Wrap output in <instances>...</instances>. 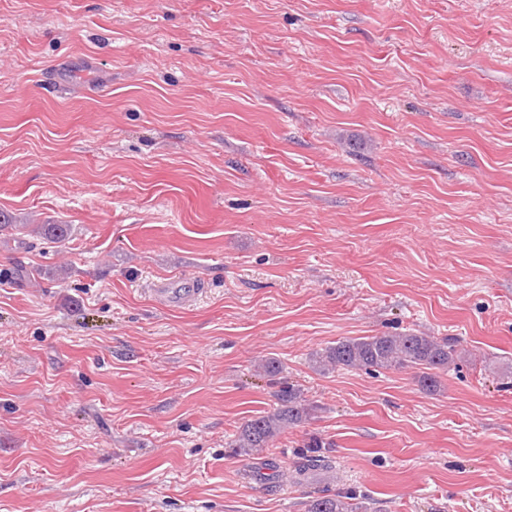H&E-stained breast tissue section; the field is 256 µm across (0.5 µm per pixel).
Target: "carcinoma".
<instances>
[{"mask_svg":"<svg viewBox=\"0 0 512 512\" xmlns=\"http://www.w3.org/2000/svg\"><path fill=\"white\" fill-rule=\"evenodd\" d=\"M44 234L53 243L69 236L68 224H45ZM460 355L446 339L403 332L383 336H363L336 341L316 355L315 365L322 371L335 367L364 370L368 373L416 367L422 370L419 382L433 391L438 387L439 371L457 365ZM279 406L273 411L245 422L231 443L237 455H250L268 447L286 429L305 421L311 408L291 388L278 394ZM330 468L321 455L306 454L298 465L297 473ZM307 512H374L369 498L355 493L330 494L322 492L310 500Z\"/></svg>","mask_w":512,"mask_h":512,"instance_id":"carcinoma-1","label":"carcinoma"}]
</instances>
